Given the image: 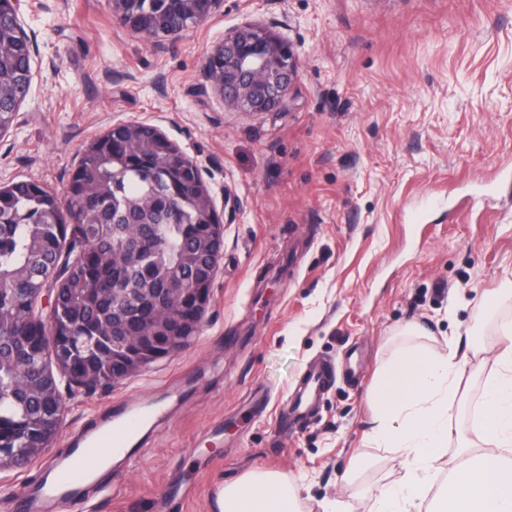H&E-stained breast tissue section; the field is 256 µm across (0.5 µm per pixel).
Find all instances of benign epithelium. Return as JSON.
<instances>
[{
    "label": "benign epithelium",
    "instance_id": "7a95c632",
    "mask_svg": "<svg viewBox=\"0 0 512 512\" xmlns=\"http://www.w3.org/2000/svg\"><path fill=\"white\" fill-rule=\"evenodd\" d=\"M126 0H112V14L126 27L148 42L175 35L165 31L142 14L125 7ZM300 59L293 45L272 30V26L246 23L224 36V42L207 53L201 78L203 85L218 93L224 103L243 112L265 113L280 108L287 100L297 78ZM189 182L202 197L203 206L194 221L195 234L208 247L211 263L201 267L189 288H138L140 306L147 310V326L131 335L112 337V382L129 378L149 364L169 356L194 339L201 330L210 304L224 238V225L232 223L240 209L239 200L224 190V223H219L209 188L201 169ZM35 349L52 356L60 383L92 389L101 385L94 377L97 359L86 360L87 374L71 372L70 337L54 333L52 327L32 332ZM9 434L0 430V471L24 469L33 460L11 453Z\"/></svg>",
    "mask_w": 512,
    "mask_h": 512
}]
</instances>
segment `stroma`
I'll use <instances>...</instances> for the list:
<instances>
[{
	"instance_id": "35a3bbf8",
	"label": "stroma",
	"mask_w": 512,
	"mask_h": 512,
	"mask_svg": "<svg viewBox=\"0 0 512 512\" xmlns=\"http://www.w3.org/2000/svg\"><path fill=\"white\" fill-rule=\"evenodd\" d=\"M33 78L0 134V187L63 195L113 124L156 127L240 212L201 333L121 383L66 396L56 440L15 472L36 489L71 438L137 398L163 406L132 462L99 477L89 512H216L253 469L295 478L302 512H372L397 487L398 452L371 440L373 386L407 322L431 345L470 333L453 428L471 432L498 369L512 298V0H224L154 46L110 0H21ZM248 21L273 24L300 68L279 109L225 107L200 87L208 50ZM336 380L315 416L280 434L307 368ZM266 407H249L252 391Z\"/></svg>"
}]
</instances>
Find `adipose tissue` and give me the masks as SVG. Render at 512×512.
Masks as SVG:
<instances>
[{
    "label": "adipose tissue",
    "instance_id": "ef3b65f1",
    "mask_svg": "<svg viewBox=\"0 0 512 512\" xmlns=\"http://www.w3.org/2000/svg\"><path fill=\"white\" fill-rule=\"evenodd\" d=\"M506 347L499 371L486 379L482 409L474 424L478 449L463 447L464 461L449 476L448 489L433 492L437 462L453 436L449 413L457 401L461 337L440 351L421 342L425 330L404 327L413 337L378 368L373 442L393 448L405 466V481L381 490L374 512H512V321L500 325ZM297 489L279 474L253 471L224 484L219 512H299Z\"/></svg>",
    "mask_w": 512,
    "mask_h": 512
}]
</instances>
